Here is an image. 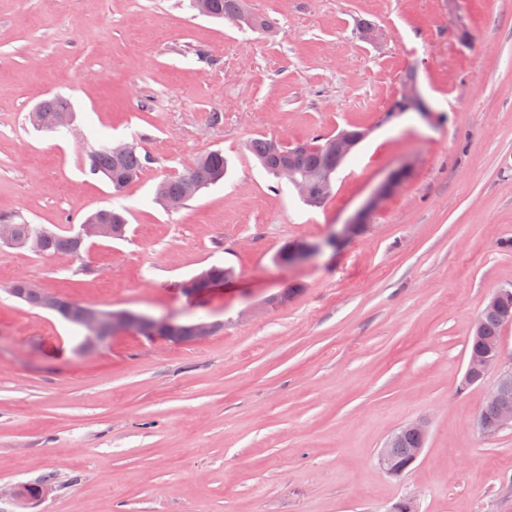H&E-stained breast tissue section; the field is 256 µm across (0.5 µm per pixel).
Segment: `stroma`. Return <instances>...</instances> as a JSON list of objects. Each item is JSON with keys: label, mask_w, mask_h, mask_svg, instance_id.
I'll return each instance as SVG.
<instances>
[{"label": "stroma", "mask_w": 512, "mask_h": 512, "mask_svg": "<svg viewBox=\"0 0 512 512\" xmlns=\"http://www.w3.org/2000/svg\"><path fill=\"white\" fill-rule=\"evenodd\" d=\"M265 28L188 0H0V219L66 228L123 209L80 259L0 246V512H512V428L474 427L499 369L460 389L472 326L512 285V0H246ZM373 23L381 37L359 31ZM437 118L384 114L407 77ZM70 128L29 121L53 95ZM370 136L319 207L247 151L349 127ZM135 144L114 192L86 153ZM222 150L223 181L176 210L155 187ZM403 184L337 250L387 176ZM230 279L188 296L212 265ZM214 324L202 342L75 328L9 289ZM425 421L400 478L378 455ZM29 484L36 500L13 497ZM409 168L404 167L390 175V177L377 189L376 193L367 202V204L358 211L348 222L342 225L341 231L325 242L311 241L301 239L286 245L279 252V257L285 259L288 256V262H295L307 259L319 254L326 246L336 247V244L342 239H350L359 236L368 227L370 214L381 204L383 200L389 197L407 178Z\"/></svg>", "instance_id": "35a3bbf8"}]
</instances>
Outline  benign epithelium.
<instances>
[{
    "label": "benign epithelium",
    "instance_id": "7a95c632",
    "mask_svg": "<svg viewBox=\"0 0 512 512\" xmlns=\"http://www.w3.org/2000/svg\"><path fill=\"white\" fill-rule=\"evenodd\" d=\"M399 101L403 106L419 113L423 119L429 120L433 111L425 103L420 90L414 81L405 84V89ZM369 130L361 128L357 131L343 130L336 134L334 141L326 149L328 172L314 182L312 178L301 174L291 160H284L277 169L281 181L292 187L298 196L310 201L316 197L326 200L333 191L335 175L339 171L345 158L368 136ZM191 176L178 196L166 193L164 185L157 186L158 195L168 209L179 208L184 200L195 196L202 189L205 177L198 166H191ZM409 168L404 167L390 175V177L377 189L367 204L358 211L348 222L342 225L341 231L325 242L307 239L297 240L288 245V260L301 261L319 254L327 246L334 247L342 239L354 238L363 233L368 227L370 214L389 197L407 178ZM116 232V227L102 223L99 215L89 217L79 228L74 230L76 240L80 243L92 239H110ZM40 239L28 237L24 240L18 238L16 229L12 224H0V245L26 247L31 251L39 248ZM41 308L58 315L64 322L80 328L83 350L94 349L105 344L117 331L134 330L149 338H161L174 343L200 342L211 336L214 325L202 320L193 323L178 321L172 317H150L130 310L111 311L77 302L64 301L54 292L42 290ZM501 343H496L482 353L469 354L463 381L470 384L483 380L486 372L501 361ZM512 389V366L500 371L497 382L486 396V403L496 408L494 419L487 420L478 416L476 429L484 436H492L505 428H512V400L506 397V392ZM405 433L417 434L427 437L426 425L414 422L403 425L395 430L385 441L379 452V465L390 476H399L402 469L393 464L387 451V446L399 439Z\"/></svg>",
    "mask_w": 512,
    "mask_h": 512
}]
</instances>
